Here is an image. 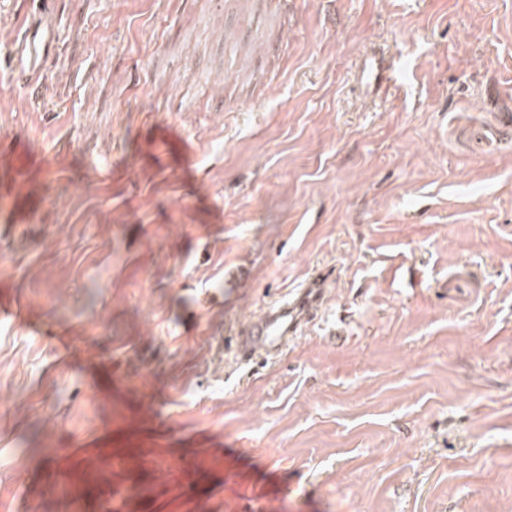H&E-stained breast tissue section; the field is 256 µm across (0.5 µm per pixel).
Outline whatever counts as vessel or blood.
<instances>
[{
    "instance_id": "1",
    "label": "vessel or blood",
    "mask_w": 512,
    "mask_h": 512,
    "mask_svg": "<svg viewBox=\"0 0 512 512\" xmlns=\"http://www.w3.org/2000/svg\"><path fill=\"white\" fill-rule=\"evenodd\" d=\"M38 4L10 55L14 72L30 85L46 70L56 47L55 35L45 19L54 7L53 0H38ZM324 283L322 274H315L293 300L272 305L260 321L244 327L235 343L241 360L248 363L279 353L303 325L317 317Z\"/></svg>"
}]
</instances>
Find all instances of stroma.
Returning <instances> with one entry per match:
<instances>
[{"label": "stroma", "instance_id": "obj_1", "mask_svg": "<svg viewBox=\"0 0 512 512\" xmlns=\"http://www.w3.org/2000/svg\"><path fill=\"white\" fill-rule=\"evenodd\" d=\"M32 11L0 512H512V0H56L35 92ZM324 283L322 274H315L292 301L272 305L260 321L244 327L242 338L234 346L241 360L245 363L256 359L266 361L268 356L279 353L303 325L318 316Z\"/></svg>", "mask_w": 512, "mask_h": 512}]
</instances>
